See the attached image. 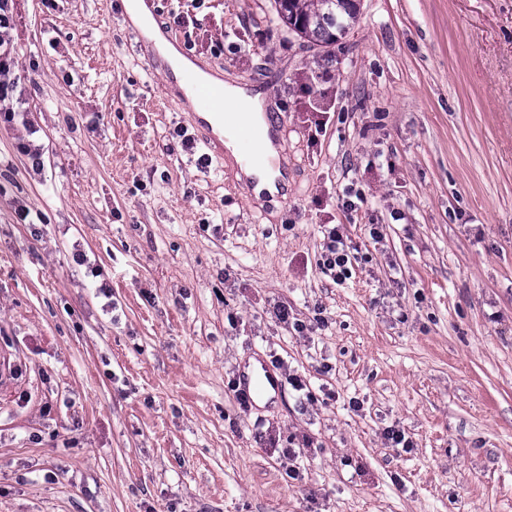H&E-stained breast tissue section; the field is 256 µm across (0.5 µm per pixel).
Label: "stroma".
Here are the masks:
<instances>
[{"label": "stroma", "mask_w": 512, "mask_h": 512, "mask_svg": "<svg viewBox=\"0 0 512 512\" xmlns=\"http://www.w3.org/2000/svg\"><path fill=\"white\" fill-rule=\"evenodd\" d=\"M357 4L324 47L274 0L151 8L185 56L268 92L276 207L174 136L182 97L119 8L15 0L0 512H512V0ZM327 224L361 256L341 283ZM276 302L327 324L294 335ZM253 361L280 386L244 407Z\"/></svg>", "instance_id": "35a3bbf8"}]
</instances>
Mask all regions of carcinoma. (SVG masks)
<instances>
[{"label":"carcinoma","mask_w":512,"mask_h":512,"mask_svg":"<svg viewBox=\"0 0 512 512\" xmlns=\"http://www.w3.org/2000/svg\"><path fill=\"white\" fill-rule=\"evenodd\" d=\"M278 18L300 38L329 46L356 21V0H276Z\"/></svg>","instance_id":"obj_1"}]
</instances>
